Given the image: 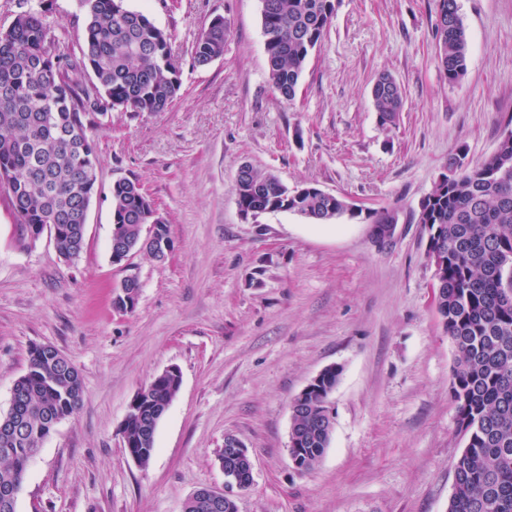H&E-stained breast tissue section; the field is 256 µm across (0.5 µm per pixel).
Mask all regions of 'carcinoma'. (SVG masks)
I'll return each mask as SVG.
<instances>
[{
	"label": "carcinoma",
	"mask_w": 512,
	"mask_h": 512,
	"mask_svg": "<svg viewBox=\"0 0 512 512\" xmlns=\"http://www.w3.org/2000/svg\"><path fill=\"white\" fill-rule=\"evenodd\" d=\"M85 17L79 64L93 81H72L74 61L58 50L56 36L34 11L18 13L0 28V180H7L17 218V241L26 229L56 223L65 261L83 250L79 209L96 191V157L89 131L108 110L160 112L181 87L168 34L125 0H75ZM335 0H262L268 77L285 99L296 87L310 52L332 25ZM435 26L440 64L450 82L467 70L468 37L457 0H437ZM228 25L216 16L194 46V61L207 66L223 57ZM372 100L379 122L396 121L403 108L400 85L388 74L375 81ZM240 208L292 212L317 223L348 211V202L327 197L311 184L291 189L272 172L251 170L236 180ZM112 240L159 259L141 234L140 216L150 206L140 186L124 178L112 184ZM418 223L438 232L444 250L445 292L437 313L455 349L450 390L459 432L466 440L455 466L448 512H512V304L503 287L512 282V134L502 136L483 164L434 185L419 203ZM340 371L324 369L318 390L289 404L290 433L298 437L296 468L309 472L329 447L332 425L325 398ZM17 433L0 429V488L22 485L35 448L82 404L77 369L40 345L29 350L28 368L14 383ZM180 388V378L158 375L146 385L138 410L125 418L127 453L147 465L158 423Z\"/></svg>",
	"instance_id": "cac0c4a2"
}]
</instances>
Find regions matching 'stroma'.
Instances as JSON below:
<instances>
[{"label": "stroma", "mask_w": 512, "mask_h": 512, "mask_svg": "<svg viewBox=\"0 0 512 512\" xmlns=\"http://www.w3.org/2000/svg\"><path fill=\"white\" fill-rule=\"evenodd\" d=\"M467 71L448 82L435 0H336L295 100L270 84L261 0H127L170 36L181 90L161 112L109 111L91 131L97 159L85 246L72 262L51 232L15 241L0 189V413L28 350L46 344L77 368L83 402L29 461L16 512H182L222 488L225 436L249 449L253 483L239 512H447L465 442L450 391L454 349L430 288L419 203L461 155L481 165L512 128V0H457ZM40 11L61 53L80 57L75 0H0V27ZM224 16V55L194 45ZM399 83L404 108L383 125L371 89ZM313 184L356 215L326 224L289 212L243 218L239 168ZM139 183L175 248L112 260L111 187ZM398 217L377 243L371 213ZM137 275L133 312L113 290ZM334 428L321 462L299 472L287 450L290 401L325 367ZM181 387L139 466L123 424L138 389L167 367Z\"/></svg>", "instance_id": "35a3bbf8"}]
</instances>
